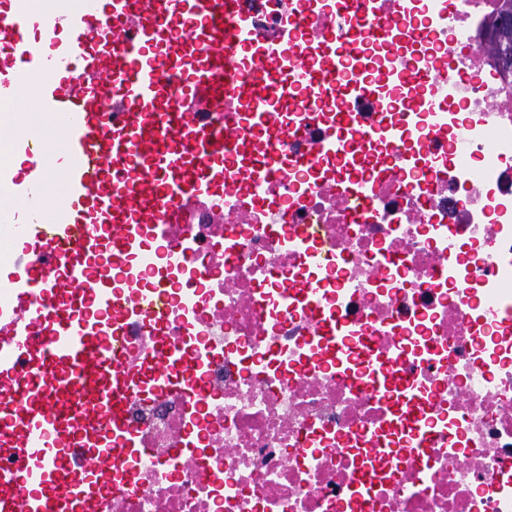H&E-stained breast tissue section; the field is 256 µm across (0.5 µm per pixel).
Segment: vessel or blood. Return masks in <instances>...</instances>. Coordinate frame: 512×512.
Wrapping results in <instances>:
<instances>
[{
    "instance_id": "vessel-or-blood-1",
    "label": "vessel or blood",
    "mask_w": 512,
    "mask_h": 512,
    "mask_svg": "<svg viewBox=\"0 0 512 512\" xmlns=\"http://www.w3.org/2000/svg\"><path fill=\"white\" fill-rule=\"evenodd\" d=\"M231 0H87L78 10L36 11L0 0V140L25 158L23 172L0 161V446L30 462L0 470V512H45L43 488L80 504L78 481L63 482L77 450L136 453L123 420L130 388L156 397L180 375L202 396L199 364L158 341L150 370L131 378L120 363L131 318L167 306L164 292L128 302L115 289L136 281L133 255L145 240L164 245L163 222L187 223L195 200L222 210L224 158L242 132L267 134L272 119L301 98L300 111L333 99L342 111L331 142L343 168L358 159L345 117L374 95L365 52L309 43L293 18L277 41L255 38L245 18L226 26ZM234 41L260 68L275 61L274 89L261 77L236 90L237 111L215 105L227 89L224 45ZM38 81L37 107L63 133L50 149L45 129L26 124L18 94ZM179 106H172V98ZM287 160L269 154L248 166L264 182ZM63 193L52 189L54 181ZM189 245L166 251L154 276L172 278ZM104 417L106 431L91 428Z\"/></svg>"
}]
</instances>
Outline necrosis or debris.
<instances>
[{
  "label": "necrosis or debris",
  "mask_w": 512,
  "mask_h": 512,
  "mask_svg": "<svg viewBox=\"0 0 512 512\" xmlns=\"http://www.w3.org/2000/svg\"><path fill=\"white\" fill-rule=\"evenodd\" d=\"M380 2L375 21L359 0L344 20L293 8L303 37L370 44L380 97L354 118L374 130L409 113L414 140L378 142L360 169L337 170L335 106L320 104L287 141L265 140L297 165L258 185L235 171L222 220L203 206L170 225L169 247L190 235L197 248L127 368L155 332L195 342L207 395L130 394L140 449L88 473L96 512H512V72L485 48L497 0ZM234 13L278 38L272 0H235ZM395 20L407 48L370 39ZM416 61L431 89L385 84L387 67ZM314 268L325 286L309 310L286 286ZM326 317L345 328L351 373L335 342L310 345ZM372 360L398 366L418 414L394 386H366Z\"/></svg>",
  "instance_id": "1"
}]
</instances>
